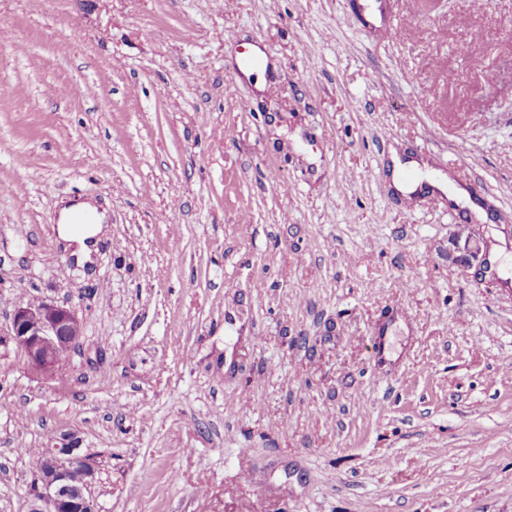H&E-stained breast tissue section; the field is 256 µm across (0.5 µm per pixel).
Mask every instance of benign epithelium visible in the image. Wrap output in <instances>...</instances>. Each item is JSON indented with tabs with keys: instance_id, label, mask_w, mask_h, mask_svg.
Returning <instances> with one entry per match:
<instances>
[{
	"instance_id": "obj_1",
	"label": "benign epithelium",
	"mask_w": 512,
	"mask_h": 512,
	"mask_svg": "<svg viewBox=\"0 0 512 512\" xmlns=\"http://www.w3.org/2000/svg\"><path fill=\"white\" fill-rule=\"evenodd\" d=\"M81 335L82 324L73 310L37 298L17 305L8 334L0 336V347L15 346L24 354L30 374L48 378ZM75 469L83 474L78 490L70 483ZM95 473L96 462L81 452L78 437L70 436L47 449L28 512H97L96 503L87 495Z\"/></svg>"
}]
</instances>
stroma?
I'll return each mask as SVG.
<instances>
[{
    "mask_svg": "<svg viewBox=\"0 0 512 512\" xmlns=\"http://www.w3.org/2000/svg\"><path fill=\"white\" fill-rule=\"evenodd\" d=\"M0 27V332L34 298L83 323L48 378L0 348V512L71 435L99 512H512V0H0ZM395 155L444 190L396 192ZM72 201L105 215L88 267Z\"/></svg>",
    "mask_w": 512,
    "mask_h": 512,
    "instance_id": "35a3bbf8",
    "label": "stroma"
}]
</instances>
